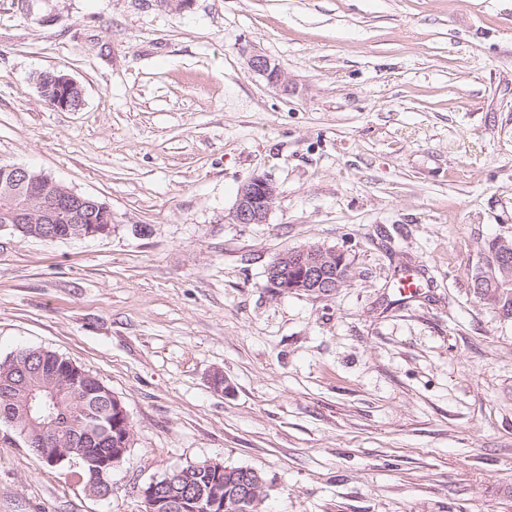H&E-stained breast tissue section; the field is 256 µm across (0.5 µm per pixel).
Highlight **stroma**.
I'll return each mask as SVG.
<instances>
[{"label":"stroma","instance_id":"1","mask_svg":"<svg viewBox=\"0 0 512 512\" xmlns=\"http://www.w3.org/2000/svg\"><path fill=\"white\" fill-rule=\"evenodd\" d=\"M1 163L98 198L112 233H0V358L90 370L133 443L96 497L1 424L0 512H143L207 460L258 471L262 512H512V318L471 289L512 236V0H0ZM256 174L269 221L232 223ZM314 243L348 286L271 287ZM251 70L267 80L268 83L288 91L291 79L288 72L266 55L253 54L248 59ZM53 84L56 85V89L58 90L59 95L56 99H51L49 97V99H48L49 103L51 105H53L54 107H56L60 110H63V111H70V112L78 111L79 107L78 108L75 107V105L72 102H70L68 99L69 90L79 89V85L76 83V81H74L68 75L60 74V76L55 77L53 79ZM64 91L65 92L68 91V92L65 93V95H64L63 94Z\"/></svg>","mask_w":512,"mask_h":512}]
</instances>
